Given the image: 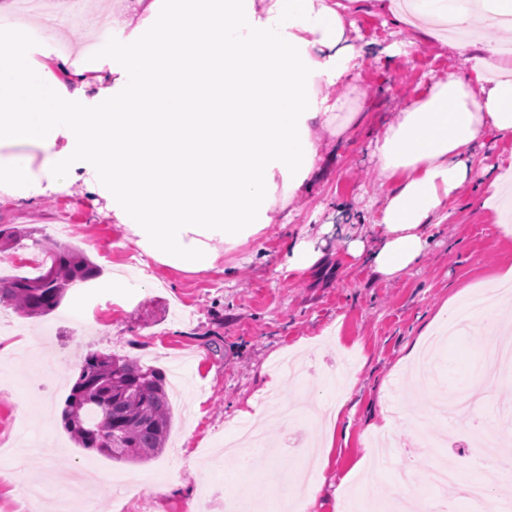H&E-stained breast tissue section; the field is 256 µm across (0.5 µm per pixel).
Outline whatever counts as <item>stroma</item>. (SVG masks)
Here are the masks:
<instances>
[{"label": "stroma", "mask_w": 512, "mask_h": 512, "mask_svg": "<svg viewBox=\"0 0 512 512\" xmlns=\"http://www.w3.org/2000/svg\"><path fill=\"white\" fill-rule=\"evenodd\" d=\"M351 41L360 52L356 76L325 88L360 118L342 135L314 126L321 161L308 187L287 205H275L276 220L233 248L222 249L215 269L190 272L162 265L128 239L124 225L99 214L81 185L17 208L0 204V225L33 228L52 236L71 224V247L102 270L92 296L70 289L51 314L30 319L0 307V512H27L22 485L49 483L38 512H52L64 499L74 473L92 467L126 478L135 493L122 500L97 495L96 512H209L214 492L253 502L256 512H277L281 485L268 468L255 466L237 485L224 482V443L237 437L242 413L264 409L269 398L310 405L306 418L283 432L265 424L269 441L304 437L277 462L288 481L314 487L304 512H390L382 493L401 462L413 459L426 474L432 457L468 468L472 419L444 421L435 398L447 397L471 362L476 341L431 343L439 311L462 290L491 287L512 267V217L500 220L506 201L488 207L483 185L466 184L426 229L429 247L419 263L384 279L347 252L349 235L378 238L374 222L383 198L395 189L378 175L374 141L398 112L410 107L430 82L448 74L467 76L458 51L411 25L390 0H340ZM312 239L320 266L289 268L288 244ZM120 277L129 289L113 295ZM39 344L50 369L19 361L16 351ZM427 348L428 383L414 376L409 354ZM105 352L172 371L184 364L197 389L174 391L170 447L144 462L115 461L75 445L61 412L89 352ZM47 390L34 394L33 383ZM341 415L325 467L308 471L299 459L313 454L334 403ZM398 413L392 429L383 415ZM444 435V447H424L420 430ZM49 438L57 452L19 474L10 453L24 436ZM170 485L160 495L155 485Z\"/></svg>", "instance_id": "stroma-1"}]
</instances>
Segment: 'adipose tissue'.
<instances>
[{
    "label": "adipose tissue",
    "mask_w": 512,
    "mask_h": 512,
    "mask_svg": "<svg viewBox=\"0 0 512 512\" xmlns=\"http://www.w3.org/2000/svg\"><path fill=\"white\" fill-rule=\"evenodd\" d=\"M139 23L110 52L60 55L19 47L33 19L12 17L0 41V203L22 206L81 183L105 199L114 222L157 262L214 268V241L234 247L271 224L276 174L300 194L319 160L311 124H338L322 95L360 66L339 0H125ZM421 29H461L512 17V0H414ZM472 79L434 82L375 142L383 179L397 180L380 208L374 247L347 251L387 279L428 247L429 219L464 184L483 178L491 200L503 175L477 166L487 129L512 137V58L470 60ZM224 91L209 111L206 89ZM174 112H138L133 91Z\"/></svg>",
    "instance_id": "1"
}]
</instances>
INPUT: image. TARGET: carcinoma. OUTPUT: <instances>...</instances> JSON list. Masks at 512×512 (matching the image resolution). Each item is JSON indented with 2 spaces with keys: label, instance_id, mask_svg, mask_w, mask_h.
<instances>
[{
  "label": "carcinoma",
  "instance_id": "obj_1",
  "mask_svg": "<svg viewBox=\"0 0 512 512\" xmlns=\"http://www.w3.org/2000/svg\"><path fill=\"white\" fill-rule=\"evenodd\" d=\"M36 230L0 226V252L29 239L47 255L35 277L0 279V306L26 317L55 311L76 282L98 278L102 269L68 246L36 238ZM63 426L80 448L117 461H143L165 448L172 415L166 375L153 366L87 353L65 401Z\"/></svg>",
  "mask_w": 512,
  "mask_h": 512
}]
</instances>
